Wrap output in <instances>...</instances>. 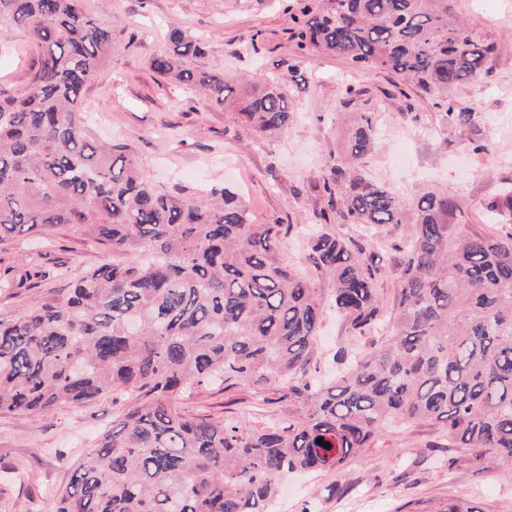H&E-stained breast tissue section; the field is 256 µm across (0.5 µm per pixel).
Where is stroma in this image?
<instances>
[{
	"label": "stroma",
	"instance_id": "35a3bbf8",
	"mask_svg": "<svg viewBox=\"0 0 512 512\" xmlns=\"http://www.w3.org/2000/svg\"><path fill=\"white\" fill-rule=\"evenodd\" d=\"M448 3L453 17L500 46L487 75L449 93L479 114L465 133L444 125L430 99L415 91L402 95L388 71L359 72L340 57L300 55L283 0H86L112 25L109 57L85 97L89 131L122 144L157 182L237 191L253 223L282 225L279 258L302 274L310 271L309 229L321 211H328L337 233L353 230L342 201H330L323 189L339 166L356 168L407 198L436 185L464 202L459 223L487 231L486 209L502 186H512V0ZM174 27L209 46L206 57L189 60L190 69H217L231 80L254 73L283 79L292 113L288 127L255 136L194 86L160 78L150 60L166 51ZM37 58L26 34L0 38V93L21 92ZM349 86L356 95L347 113H337ZM354 112L367 113L381 137L378 148L358 159L347 150ZM407 230L404 224L385 227L374 251L388 305L399 277L396 249ZM31 257L43 275L24 288L0 291V319L21 316L35 298L68 287L119 255L62 227L41 241H1L0 274ZM315 286L326 309L312 365L327 376L335 369L333 353L349 333L331 305V281L319 279ZM127 404L117 396L40 416L0 414V512H54L72 467L96 448ZM180 407L190 415L244 419L256 427L298 411L276 394L262 398L245 385L200 388ZM461 454L438 425L393 426L342 471L289 476L287 492L271 503L270 512H443L458 499L476 512H512V482L462 465Z\"/></svg>",
	"mask_w": 512,
	"mask_h": 512
}]
</instances>
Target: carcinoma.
<instances>
[{"mask_svg":"<svg viewBox=\"0 0 512 512\" xmlns=\"http://www.w3.org/2000/svg\"><path fill=\"white\" fill-rule=\"evenodd\" d=\"M301 53L397 74L464 131L476 112L448 90L490 71L496 42L448 18V0H293ZM26 32L40 51L26 88L0 95V241L67 227L131 256L103 262L26 314L0 319V414L51 413L112 394L131 402L73 470L56 512H270L296 471H339L393 422L435 423L469 464L512 475V226L475 232L453 219L462 202L429 189L408 203L385 184L338 168L345 237L310 235L312 275L278 257L280 224H254L238 194L159 184L132 157L91 137L82 103L108 58L112 26L85 0H0V31ZM207 43L179 28L150 67L190 82L257 134L288 126L281 82L184 60ZM366 113L349 152L371 153ZM512 212L505 187L487 219ZM411 218L398 250L392 315L379 295L373 248L381 229ZM39 275H0V288ZM333 284L350 343L342 368L308 380L324 317L314 278ZM391 326L364 350L355 342ZM249 385L301 406L263 428L186 414L179 398L203 385ZM323 439L324 444L317 443Z\"/></svg>","mask_w":512,"mask_h":512,"instance_id":"carcinoma-1","label":"carcinoma"}]
</instances>
